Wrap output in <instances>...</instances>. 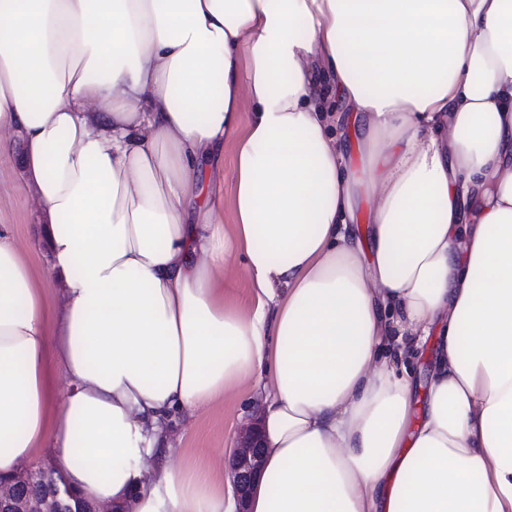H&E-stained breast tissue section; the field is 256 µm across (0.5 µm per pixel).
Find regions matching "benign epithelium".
I'll return each mask as SVG.
<instances>
[{"mask_svg": "<svg viewBox=\"0 0 512 512\" xmlns=\"http://www.w3.org/2000/svg\"><path fill=\"white\" fill-rule=\"evenodd\" d=\"M233 482L241 503L239 512H248L247 499L251 487L263 466V449L259 440V425L249 423L243 428L234 448ZM0 512H113L110 506L80 503L72 507L60 495L58 487L46 491L40 488V472L21 466L15 478L0 480Z\"/></svg>", "mask_w": 512, "mask_h": 512, "instance_id": "obj_1", "label": "benign epithelium"}]
</instances>
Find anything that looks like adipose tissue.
Here are the masks:
<instances>
[{
  "mask_svg": "<svg viewBox=\"0 0 512 512\" xmlns=\"http://www.w3.org/2000/svg\"><path fill=\"white\" fill-rule=\"evenodd\" d=\"M16 148L50 263L0 225V477L238 512L170 427L255 383L249 512H512V0H0ZM233 191V163L232 149L230 146L224 148V175L217 176L213 181H206L204 190L197 200V206L201 209L224 207V222L232 223V211L229 201ZM433 340L434 336H431L428 342L406 362V366L412 376V381L415 387L414 396L415 399H418L419 401L423 399L426 392V382L430 368L431 346L433 344Z\"/></svg>",
  "mask_w": 512,
  "mask_h": 512,
  "instance_id": "1",
  "label": "adipose tissue"
}]
</instances>
